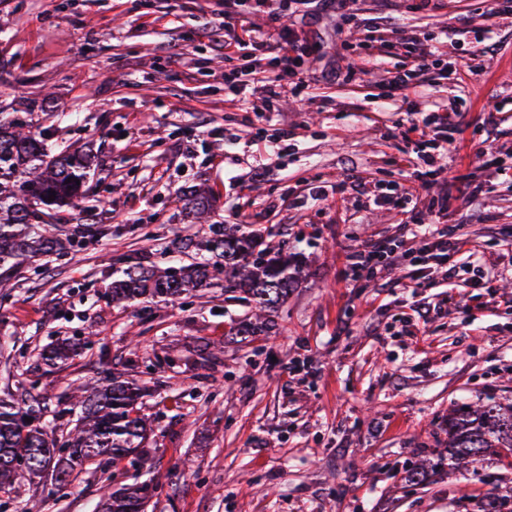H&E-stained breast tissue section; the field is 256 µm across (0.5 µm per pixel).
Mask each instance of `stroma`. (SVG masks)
Wrapping results in <instances>:
<instances>
[{"mask_svg": "<svg viewBox=\"0 0 512 512\" xmlns=\"http://www.w3.org/2000/svg\"><path fill=\"white\" fill-rule=\"evenodd\" d=\"M217 7L0 0V112L56 151L97 156L85 198L54 217L71 249L26 261L0 295V398L43 402L40 423L60 441L79 418L66 410L70 386L119 376L147 388L154 427L137 465L98 458L61 491L21 477L0 512H95L104 490L134 482L157 487L147 512H484L512 497V467L494 456L477 475L444 466L405 478L421 456L447 455L453 409L512 403V15H491L490 0H357L349 23L331 11L255 17L309 49L304 92L266 112L256 93L224 94L225 70L248 64L227 60L223 32L199 36ZM401 29L436 52L391 100L379 74L413 63L389 45ZM365 65L370 74L353 75ZM412 112L451 113L462 129L417 207L438 233L465 238L476 265L495 264L489 288L430 269L428 288L408 286L404 254L417 240L387 198L424 167L406 138ZM213 126L223 135H208ZM283 131L286 148L272 152ZM472 178L479 196L444 189ZM194 186L215 199L209 222L185 215ZM443 194L447 213H431ZM215 224L302 256L271 333L230 334L251 307L220 277L189 303H112L119 256L198 262ZM381 239L395 266L353 273L350 254ZM62 339L77 355L46 365L42 351Z\"/></svg>", "mask_w": 512, "mask_h": 512, "instance_id": "obj_1", "label": "stroma"}]
</instances>
